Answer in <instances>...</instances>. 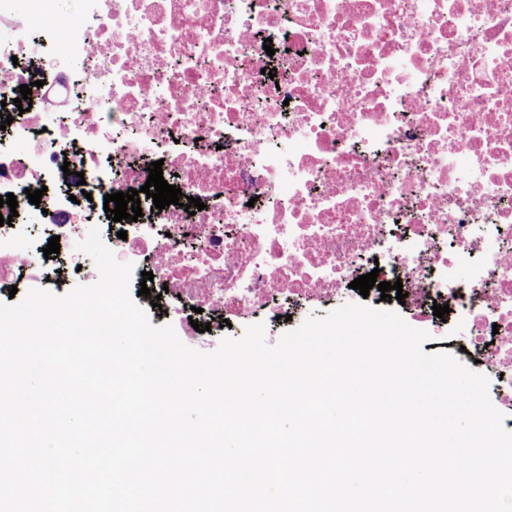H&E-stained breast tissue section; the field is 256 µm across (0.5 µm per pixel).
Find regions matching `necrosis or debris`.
<instances>
[{
    "mask_svg": "<svg viewBox=\"0 0 512 512\" xmlns=\"http://www.w3.org/2000/svg\"><path fill=\"white\" fill-rule=\"evenodd\" d=\"M80 5L0 0V290L49 284L38 227L64 255L98 229L215 331L374 271L414 321L450 307L512 411V0ZM158 160L204 210L90 226Z\"/></svg>",
    "mask_w": 512,
    "mask_h": 512,
    "instance_id": "1",
    "label": "necrosis or debris"
}]
</instances>
